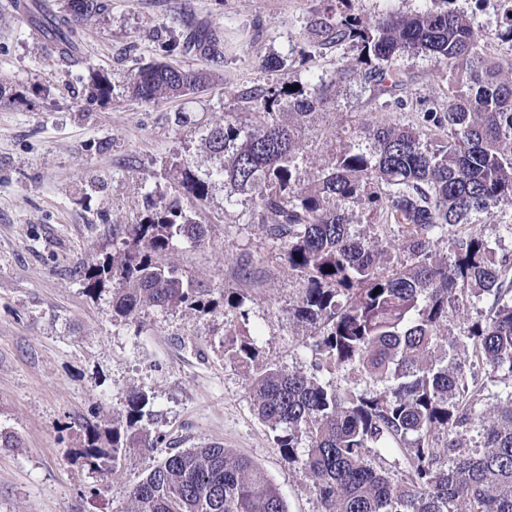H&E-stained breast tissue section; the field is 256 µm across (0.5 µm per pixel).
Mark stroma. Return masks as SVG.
<instances>
[{
    "label": "stroma",
    "instance_id": "obj_1",
    "mask_svg": "<svg viewBox=\"0 0 512 512\" xmlns=\"http://www.w3.org/2000/svg\"><path fill=\"white\" fill-rule=\"evenodd\" d=\"M74 21L66 0H0V512H129L128 490L171 449L218 443L252 459L278 485L288 512H317L302 464L282 456L253 409L243 373L224 355L226 335L247 333L256 362L311 370L313 333L293 305L302 282L267 236L247 197L226 201L210 128L240 112L246 92L308 89L355 62L356 44L313 47L309 26L328 0H102ZM430 0H338L337 16L413 13ZM488 33L484 51L512 60L500 41L499 0H448ZM189 14L224 26V61L201 92L151 105L128 90L139 62L163 58ZM275 66H265V59ZM402 95L363 77L337 82L304 129L303 164L318 169L345 150H368L363 124L415 125L448 100V65L420 53L397 60ZM95 84L107 94H92ZM211 176L205 201L184 197L173 162ZM181 198L205 227L165 254L204 310L145 306L114 317L118 281L89 288L85 272L118 252L121 230L150 201ZM239 307H230L232 299ZM154 398L145 425L158 447L115 472L74 455L85 422L124 413L131 391Z\"/></svg>",
    "mask_w": 512,
    "mask_h": 512
}]
</instances>
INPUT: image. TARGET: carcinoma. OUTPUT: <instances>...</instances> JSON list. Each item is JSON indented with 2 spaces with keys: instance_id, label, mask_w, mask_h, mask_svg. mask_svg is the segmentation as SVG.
Returning a JSON list of instances; mask_svg holds the SVG:
<instances>
[{
  "instance_id": "1",
  "label": "carcinoma",
  "mask_w": 512,
  "mask_h": 512,
  "mask_svg": "<svg viewBox=\"0 0 512 512\" xmlns=\"http://www.w3.org/2000/svg\"><path fill=\"white\" fill-rule=\"evenodd\" d=\"M69 8L75 17L90 16L101 3L69 0ZM309 30L317 47L358 45L360 73L383 92L406 85L392 68L399 58H441L451 96L416 126L368 125V151H344L311 173L300 165V132L335 83L320 78L306 91L284 87L249 98L245 115L215 123L207 143L220 166L208 177L185 164L175 168L184 194L198 202L213 177L230 189L227 202L249 198L303 281L294 315L316 329L315 371L256 364L248 337H231L226 354L247 377L279 452L301 458L319 512H512V392L485 405L465 374L474 357L501 382H512V253L496 257L473 227L482 214L512 213V63L487 56L481 45L489 36L469 17L443 9L389 10L338 23L319 18ZM169 51L222 63L224 28L187 20ZM208 82L204 69L149 62L130 74L128 89L150 105ZM342 202L382 223L370 232L355 229ZM128 233L125 248L88 275L91 288L120 279L115 315L128 320L144 304H201L199 289L185 287L160 256L178 237L202 240L204 225L172 200L154 205ZM465 298L487 304L485 316L469 318L460 306ZM322 370L353 374L357 382L340 387L322 380ZM363 379L374 389H359ZM152 407L150 394L130 392L123 415L87 428L77 455L114 470L130 452L157 446L161 437L142 426ZM474 429L483 443L463 454ZM392 447L408 460L397 481L365 462L369 449ZM129 498L131 512H288L256 463L218 444L168 453Z\"/></svg>"
}]
</instances>
